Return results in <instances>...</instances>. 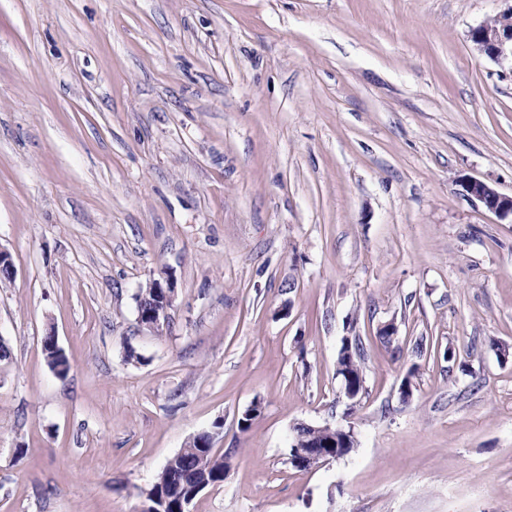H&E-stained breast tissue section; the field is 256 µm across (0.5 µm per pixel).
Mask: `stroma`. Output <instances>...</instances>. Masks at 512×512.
Here are the masks:
<instances>
[{
    "label": "stroma",
    "instance_id": "stroma-1",
    "mask_svg": "<svg viewBox=\"0 0 512 512\" xmlns=\"http://www.w3.org/2000/svg\"><path fill=\"white\" fill-rule=\"evenodd\" d=\"M511 6L0 0V512H140L204 430L191 512H512V222L456 184L512 194V76L469 39ZM299 423L357 447L296 469ZM147 288H150V282L145 288H140L135 297L138 316L143 310L146 312L153 301H157L156 297L151 294L147 296L146 300L142 299V295L146 292ZM151 288H155L156 292L162 296L161 302L157 306L153 305L145 315H140L139 320L141 324H145L152 329H159L168 321V310L173 305L176 284L172 277L167 276L163 279L154 280ZM359 342L360 339L356 336L353 338H350L349 336L343 337L342 346L339 351V354L344 353L340 359V363L344 367V372H347L352 377V384L355 389L354 394H356V396H354L353 392L345 386V380L343 377H341L340 373L342 367L339 365V363H336V375L341 378L344 394L349 399H353L355 397L353 401L356 402L358 401L359 395L363 390L364 383L363 368L361 366L362 354L359 348ZM224 456L218 455L211 441V433L202 431L192 437L163 467L151 487L150 496L164 495L170 503L167 511L189 495L195 486H220L224 482Z\"/></svg>",
    "mask_w": 512,
    "mask_h": 512
}]
</instances>
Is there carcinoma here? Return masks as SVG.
Wrapping results in <instances>:
<instances>
[{"label":"carcinoma","mask_w":512,"mask_h":512,"mask_svg":"<svg viewBox=\"0 0 512 512\" xmlns=\"http://www.w3.org/2000/svg\"><path fill=\"white\" fill-rule=\"evenodd\" d=\"M359 342L357 337L345 336L340 349L343 353L340 363L352 377L357 395L363 390L364 383ZM225 468L224 456L217 454L212 446L211 433L202 431L166 463L148 492L152 496H165L173 507L199 484L210 487L223 484Z\"/></svg>","instance_id":"cac0c4a2"}]
</instances>
